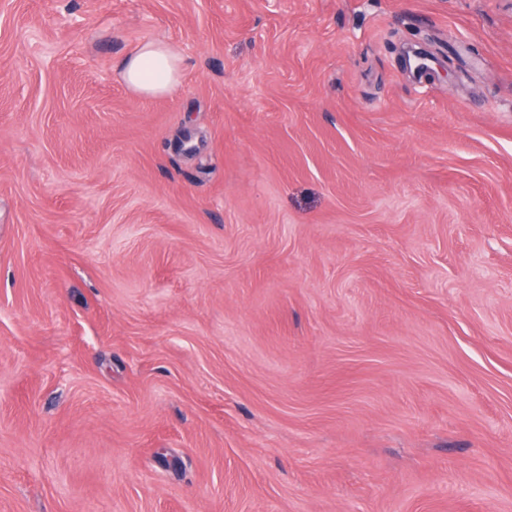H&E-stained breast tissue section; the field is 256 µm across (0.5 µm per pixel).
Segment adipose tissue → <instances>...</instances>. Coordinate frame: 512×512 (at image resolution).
I'll return each instance as SVG.
<instances>
[{
  "label": "adipose tissue",
  "instance_id": "obj_1",
  "mask_svg": "<svg viewBox=\"0 0 512 512\" xmlns=\"http://www.w3.org/2000/svg\"><path fill=\"white\" fill-rule=\"evenodd\" d=\"M183 60L171 46L161 40L138 46L121 63L126 87L140 97L168 94L181 79Z\"/></svg>",
  "mask_w": 512,
  "mask_h": 512
}]
</instances>
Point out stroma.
Masks as SVG:
<instances>
[{"label":"stroma","instance_id":"stroma-1","mask_svg":"<svg viewBox=\"0 0 512 512\" xmlns=\"http://www.w3.org/2000/svg\"><path fill=\"white\" fill-rule=\"evenodd\" d=\"M0 512H512V0H0ZM121 76L126 87L140 97L168 94L181 79L183 60L162 40L138 46L122 63Z\"/></svg>","mask_w":512,"mask_h":512}]
</instances>
